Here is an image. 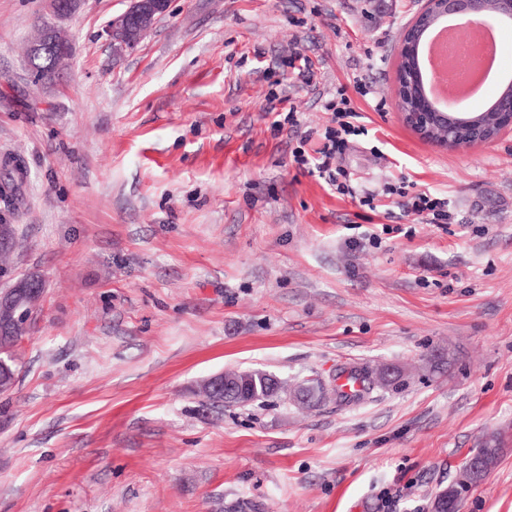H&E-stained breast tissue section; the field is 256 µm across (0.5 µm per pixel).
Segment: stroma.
Segmentation results:
<instances>
[{"instance_id": "stroma-1", "label": "stroma", "mask_w": 512, "mask_h": 512, "mask_svg": "<svg viewBox=\"0 0 512 512\" xmlns=\"http://www.w3.org/2000/svg\"><path fill=\"white\" fill-rule=\"evenodd\" d=\"M422 5L170 0L119 55L102 31L127 0H76L70 64L38 81L25 49L49 0H0V162L23 175L0 223L25 241L0 291L46 282L0 393V512H427L496 434L459 512H512V129L453 151L401 122ZM341 92L361 133L336 165L372 209L292 161ZM403 181L453 223L383 194ZM386 363L400 386L311 410L216 412L193 392L228 369ZM411 210L417 214L426 216L432 215L431 223L434 224H451L453 214L445 210V202L443 199L433 197L426 192H418L411 197Z\"/></svg>"}]
</instances>
